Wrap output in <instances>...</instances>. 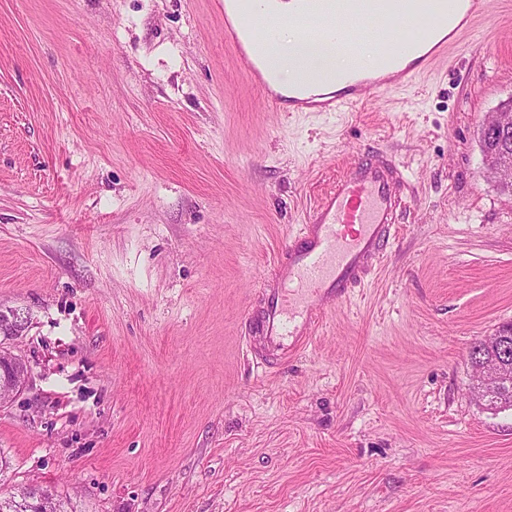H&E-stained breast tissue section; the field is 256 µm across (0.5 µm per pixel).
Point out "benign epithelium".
<instances>
[{"label":"benign epithelium","instance_id":"7a95c632","mask_svg":"<svg viewBox=\"0 0 512 512\" xmlns=\"http://www.w3.org/2000/svg\"><path fill=\"white\" fill-rule=\"evenodd\" d=\"M512 132V108L505 112H494L483 122L481 133L487 137L492 133ZM485 168L495 170L498 177L495 183L512 188V162L494 155L484 158ZM29 313L21 308L0 304V406L12 402L29 382V372L21 368L23 359L3 346L6 340H16L26 333L29 327ZM487 372L482 375L484 382L500 380L512 372V326H505L491 336H484L474 350Z\"/></svg>","mask_w":512,"mask_h":512}]
</instances>
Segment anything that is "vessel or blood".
Instances as JSON below:
<instances>
[{
    "label": "vessel or blood",
    "instance_id": "vessel-or-blood-1",
    "mask_svg": "<svg viewBox=\"0 0 512 512\" xmlns=\"http://www.w3.org/2000/svg\"><path fill=\"white\" fill-rule=\"evenodd\" d=\"M280 0H266L261 22L225 23L224 39L241 69L259 76L246 51L263 38L261 24H302L311 37L327 35L331 17L359 13L360 24L342 32L353 43L376 24L375 14L358 10L354 0H294L295 13L283 12ZM452 30L404 67L385 65L370 78L348 76L342 92L313 93L300 85L292 94L266 91L276 111L339 112L359 101L410 85L458 41ZM409 188L392 156L383 151L361 154L309 214L288 242L272 272L262 282L263 305L252 313L246 346L268 368L310 342L322 315L334 304L365 287L391 245Z\"/></svg>",
    "mask_w": 512,
    "mask_h": 512
}]
</instances>
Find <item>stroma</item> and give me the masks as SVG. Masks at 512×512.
<instances>
[{
    "label": "stroma",
    "instance_id": "stroma-1",
    "mask_svg": "<svg viewBox=\"0 0 512 512\" xmlns=\"http://www.w3.org/2000/svg\"><path fill=\"white\" fill-rule=\"evenodd\" d=\"M512 103V0L413 83L278 112L224 0H0V303L27 388L0 497L68 512H512V409L470 391L512 323V193L484 168ZM412 195L371 283L258 367L262 279L364 151ZM504 110H507V112L491 113L483 122L481 133L485 139H487L491 133L508 134L512 132V108L509 107ZM0 512H68L65 503L57 496L49 492L42 501L29 502L18 496L0 498Z\"/></svg>",
    "mask_w": 512,
    "mask_h": 512
}]
</instances>
